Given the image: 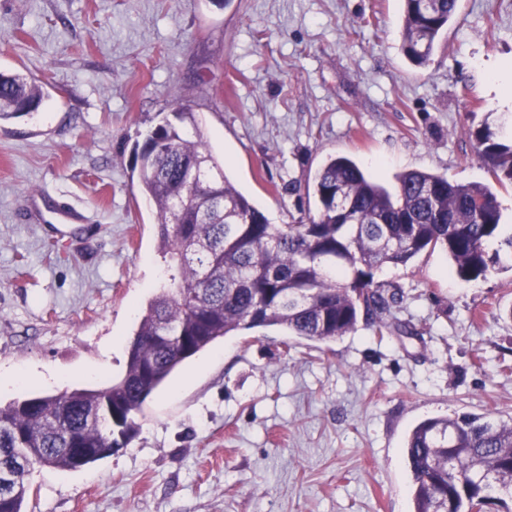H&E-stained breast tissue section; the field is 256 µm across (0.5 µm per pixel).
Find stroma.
Returning <instances> with one entry per match:
<instances>
[{"label":"stroma","instance_id":"35a3bbf8","mask_svg":"<svg viewBox=\"0 0 512 512\" xmlns=\"http://www.w3.org/2000/svg\"><path fill=\"white\" fill-rule=\"evenodd\" d=\"M402 0H0V73L49 83L0 121V402L119 378L164 263L133 146L181 105L274 224L345 155L395 188L482 181L463 130L512 114V0H460L427 66ZM88 218L61 224L57 202ZM438 249L386 265L396 317L327 343L218 339L143 404L139 432L73 471L34 469L23 512H413L403 448L423 419L512 417V272L464 283Z\"/></svg>","mask_w":512,"mask_h":512}]
</instances>
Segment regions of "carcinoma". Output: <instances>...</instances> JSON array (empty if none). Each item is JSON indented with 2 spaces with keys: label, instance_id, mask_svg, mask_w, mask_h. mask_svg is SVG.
Masks as SVG:
<instances>
[{
  "label": "carcinoma",
  "instance_id": "cac0c4a2",
  "mask_svg": "<svg viewBox=\"0 0 512 512\" xmlns=\"http://www.w3.org/2000/svg\"><path fill=\"white\" fill-rule=\"evenodd\" d=\"M457 0H404L402 50L425 66ZM43 86L0 73V119L40 102ZM496 182L512 183L505 129H467ZM140 191L155 206L167 284L143 311L124 374L102 389H74L0 405V512H22L36 465L73 470L123 448L134 417L185 360L238 330L279 327L332 341L359 320L383 337L401 289L374 281L384 265H405L428 249L448 254L464 282L512 269V233L488 183H458L420 170L396 176L395 191L347 156L330 158L305 187L314 214L272 224L227 178L184 107L134 147ZM498 248L489 252V244ZM406 458L414 512H483L491 492L512 486V422L462 414L431 417L410 432Z\"/></svg>",
  "mask_w": 512,
  "mask_h": 512
}]
</instances>
